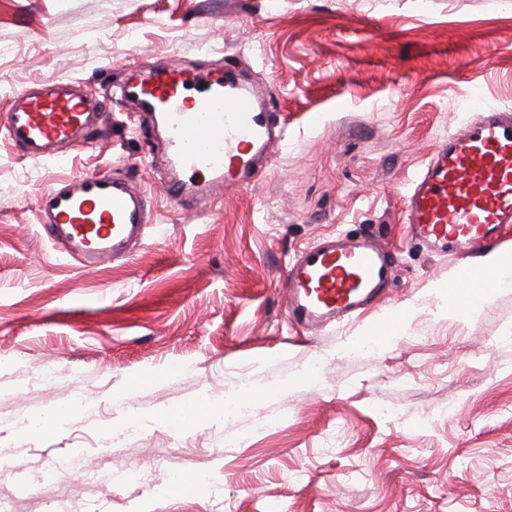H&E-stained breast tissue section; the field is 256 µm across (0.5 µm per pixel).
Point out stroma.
<instances>
[{"instance_id": "stroma-1", "label": "stroma", "mask_w": 512, "mask_h": 512, "mask_svg": "<svg viewBox=\"0 0 512 512\" xmlns=\"http://www.w3.org/2000/svg\"><path fill=\"white\" fill-rule=\"evenodd\" d=\"M172 62L270 86L288 149L249 186L184 209L155 183L166 141L134 106L113 105L104 137L69 147L62 166L0 135V459L15 465L0 470V507L512 512V288L439 314L432 287L459 261L411 241L401 208L439 139L476 108L512 110V0H0V113L21 88L76 80L97 93ZM106 169L145 193L150 228L130 257L85 269L47 238L38 202ZM364 229L397 251L395 279L360 317L297 332L287 261ZM405 305L403 336L344 354ZM315 361V384L296 385ZM244 371L272 387L252 405L265 431L157 421L221 399ZM140 375L152 384L131 390ZM62 406L76 415L51 426ZM59 465L63 481L45 482ZM169 468L208 483L170 495Z\"/></svg>"}]
</instances>
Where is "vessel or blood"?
Returning a JSON list of instances; mask_svg holds the SVG:
<instances>
[{"label":"vessel or blood","mask_w":512,"mask_h":512,"mask_svg":"<svg viewBox=\"0 0 512 512\" xmlns=\"http://www.w3.org/2000/svg\"><path fill=\"white\" fill-rule=\"evenodd\" d=\"M198 98L183 97L187 84ZM123 99L164 115L171 157L161 188L180 203L240 185L241 174L288 146L259 99L217 68L186 73L176 66L151 69L142 82L119 86ZM102 100L79 82L59 81L15 93L0 129L25 159L65 162L59 146L101 130ZM205 172L201 184L186 173ZM50 240L85 267L130 255L148 225L147 200L124 179L104 171L72 176L48 191ZM402 211L411 239L429 252L461 258L451 282V302L468 305L469 288H494L495 280L467 259L494 246L512 224V113L494 111L437 142L429 160L409 181ZM396 269V257L380 232H336L301 250L286 269L285 306L291 323L312 329L350 320L380 295Z\"/></svg>","instance_id":"b4317fda"}]
</instances>
